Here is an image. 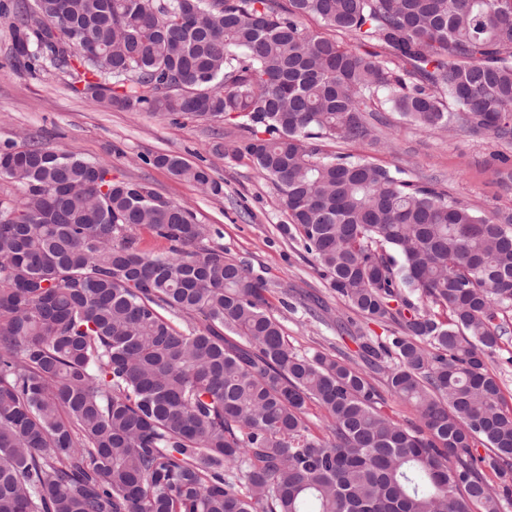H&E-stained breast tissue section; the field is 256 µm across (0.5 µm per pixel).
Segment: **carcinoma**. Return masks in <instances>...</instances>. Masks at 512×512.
Listing matches in <instances>:
<instances>
[{
  "instance_id": "carcinoma-1",
  "label": "carcinoma",
  "mask_w": 512,
  "mask_h": 512,
  "mask_svg": "<svg viewBox=\"0 0 512 512\" xmlns=\"http://www.w3.org/2000/svg\"><path fill=\"white\" fill-rule=\"evenodd\" d=\"M0 17L15 66L74 73L98 107L237 120L247 135L213 151L273 182L283 236L394 325L355 337V360L298 354L266 279L204 246L220 232L189 209L74 147L0 150L25 159L0 166L21 192L0 200V512H503L512 410L489 363L512 213L322 140L377 139L383 91L421 130L512 144V0H0ZM148 162L223 193L180 155ZM373 373L420 426L381 410Z\"/></svg>"
}]
</instances>
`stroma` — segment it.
<instances>
[{
	"mask_svg": "<svg viewBox=\"0 0 512 512\" xmlns=\"http://www.w3.org/2000/svg\"><path fill=\"white\" fill-rule=\"evenodd\" d=\"M9 47L8 30L0 23V147L22 149L35 142L51 148L76 147L87 157L111 161L114 177L147 183L161 196L189 208L200 223L219 228L213 245L245 258L269 281L273 312L297 353L356 351L342 330L346 324L367 336L389 335L390 325L360 317L328 288L299 241L281 235L288 213L278 191L258 176L253 164L214 153L218 134L241 137L235 124L93 106L72 92L67 74L52 69L35 78L12 66ZM375 107L381 119L377 141L328 140L325 151L404 168L407 178L437 184L487 214L512 210V189L499 178L501 157L512 159L511 145L459 131H423L392 112L384 100H377ZM157 153L178 154L209 166L223 186L222 194H204L196 185L148 164V157ZM283 294L292 303L318 302L317 317L278 306Z\"/></svg>",
	"mask_w": 512,
	"mask_h": 512,
	"instance_id": "35a3bbf8",
	"label": "stroma"
}]
</instances>
